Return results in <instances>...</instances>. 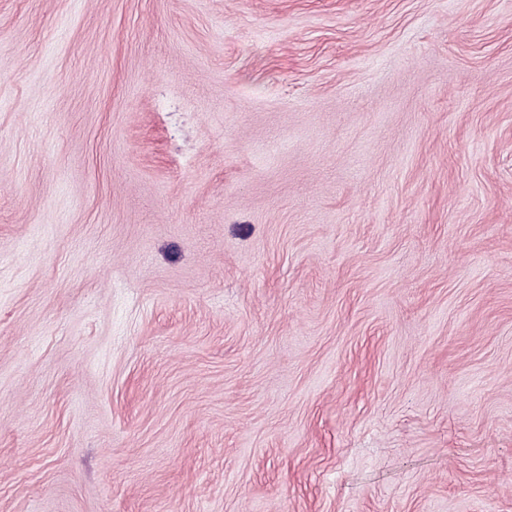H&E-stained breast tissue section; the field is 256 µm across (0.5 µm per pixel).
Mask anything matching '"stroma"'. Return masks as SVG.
Wrapping results in <instances>:
<instances>
[{
  "label": "stroma",
  "instance_id": "stroma-1",
  "mask_svg": "<svg viewBox=\"0 0 512 512\" xmlns=\"http://www.w3.org/2000/svg\"><path fill=\"white\" fill-rule=\"evenodd\" d=\"M0 512H512V0H0Z\"/></svg>",
  "mask_w": 512,
  "mask_h": 512
}]
</instances>
